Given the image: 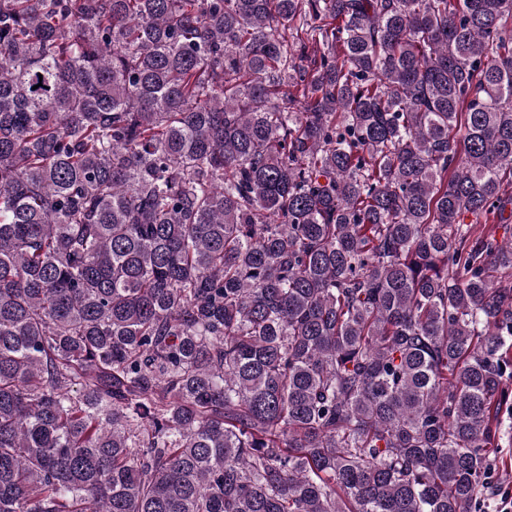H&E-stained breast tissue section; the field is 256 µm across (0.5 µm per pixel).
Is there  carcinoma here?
I'll return each instance as SVG.
<instances>
[{
  "mask_svg": "<svg viewBox=\"0 0 512 512\" xmlns=\"http://www.w3.org/2000/svg\"><path fill=\"white\" fill-rule=\"evenodd\" d=\"M507 177L512 0H0V512H476Z\"/></svg>",
  "mask_w": 512,
  "mask_h": 512,
  "instance_id": "carcinoma-1",
  "label": "carcinoma"
}]
</instances>
